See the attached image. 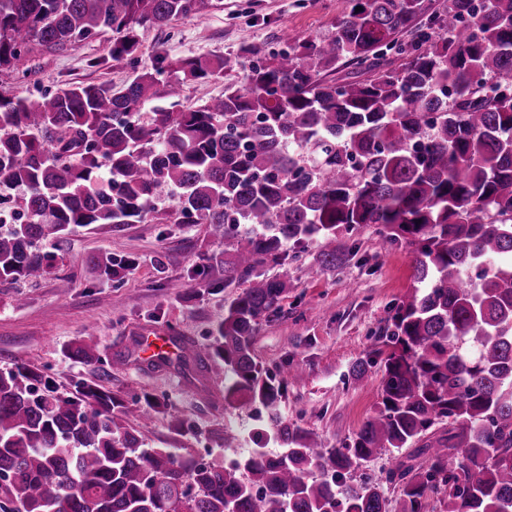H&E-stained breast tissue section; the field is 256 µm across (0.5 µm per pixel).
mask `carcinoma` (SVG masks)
<instances>
[{"label":"carcinoma","mask_w":512,"mask_h":512,"mask_svg":"<svg viewBox=\"0 0 512 512\" xmlns=\"http://www.w3.org/2000/svg\"><path fill=\"white\" fill-rule=\"evenodd\" d=\"M221 0H0V71L31 45L59 50L101 31L117 60L138 30ZM315 41L255 56L244 81L198 107L191 80L228 76L241 56L177 58L119 92L78 84L38 101L0 98V284L52 268L40 244L92 224H209L224 239V308L202 367L225 399L280 413L284 385L264 375L253 339L280 310L288 249L314 243L322 270L343 240L380 226L405 245L418 286L390 310L351 370L382 372L381 401L342 448L284 421L228 466L145 448L112 389L79 380L61 394L25 363L0 370V493L19 512H512V0H355ZM351 67L340 80L327 72ZM152 100H166L167 106ZM122 282L136 259L90 254ZM477 272L478 282L469 280ZM91 362L78 341L67 349ZM273 438L285 451L269 456ZM387 456L381 479L346 483Z\"/></svg>","instance_id":"obj_1"}]
</instances>
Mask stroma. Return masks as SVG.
I'll list each match as a JSON object with an SVG mask.
<instances>
[{"instance_id":"35a3bbf8","label":"stroma","mask_w":512,"mask_h":512,"mask_svg":"<svg viewBox=\"0 0 512 512\" xmlns=\"http://www.w3.org/2000/svg\"><path fill=\"white\" fill-rule=\"evenodd\" d=\"M350 0H222L204 15L140 30L132 56L110 58L112 32L56 52L34 47L18 68L0 72V95L38 99L77 83L119 89L138 75L160 68L163 58L238 55L250 47L267 53L280 36L308 40L331 35ZM101 59L92 68L91 59ZM379 227L364 226L353 237L354 253L337 272L319 270L315 247L292 249L275 274L288 277V294L277 316L262 321L254 354L273 379L283 381L281 413L322 447L348 443L375 415L381 373L371 369L363 384L349 372L374 346L390 309L414 289L407 248H379ZM55 266L42 280L22 288L0 285V369L17 363L51 377L60 388L71 381L102 380L131 412L145 396L164 402L143 434L148 448H167L200 461L240 459L249 433L269 426L256 404L224 399V380L193 359L169 366L147 363L136 349L140 333L163 331L206 346L224 317L233 289L220 265L224 241L207 224H94L48 242ZM134 255L137 265L120 287L101 282L84 263L87 254ZM94 329L99 361L71 360L65 350ZM303 372L289 379V369ZM239 431L238 447H223L225 427Z\"/></svg>"}]
</instances>
